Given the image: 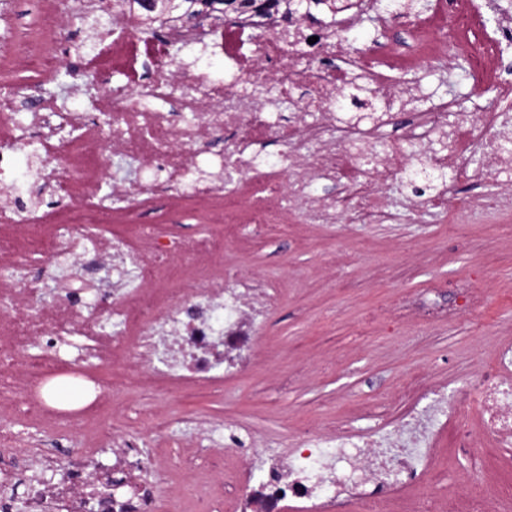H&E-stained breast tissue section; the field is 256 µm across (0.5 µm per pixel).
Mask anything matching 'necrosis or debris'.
I'll return each mask as SVG.
<instances>
[{
    "label": "necrosis or debris",
    "mask_w": 512,
    "mask_h": 512,
    "mask_svg": "<svg viewBox=\"0 0 512 512\" xmlns=\"http://www.w3.org/2000/svg\"><path fill=\"white\" fill-rule=\"evenodd\" d=\"M375 0L334 15L290 12L287 0H258L227 19L205 11L145 16L136 0H41L32 29L18 28L0 2V456H12L22 420L57 432L97 425L112 410L101 370L162 392L215 385L253 354L282 298L279 281L254 280L224 264L226 252L287 224L356 228L389 224L399 208L418 214L404 174L416 166L448 177L434 207L461 202L471 213L512 209V22L488 24L478 0H430L421 14H384L371 45L353 51L342 35ZM110 24L94 55L72 62L59 39L86 15ZM399 29L407 48L388 38ZM212 44L224 55L214 77L180 61L174 47ZM456 54L474 90L493 103L474 108L445 96L403 111L401 75ZM69 71L80 94L68 108L48 93ZM362 74L389 109L381 123L341 120L336 98ZM276 91L290 112L270 110ZM228 146L217 152L214 140ZM278 151L266 156L264 147ZM37 162L58 204L19 208L7 181L18 152ZM132 161L129 178L111 163ZM501 174L495 187L471 165ZM332 182L335 193L317 186ZM94 251L111 261L109 302L83 304L69 291L45 294L62 258ZM87 382L76 410L47 406L55 378ZM370 428L344 421L296 433L292 448L254 447L233 422L224 450L233 512H503L512 505V341L498 344L454 391L419 375L370 405ZM97 435L68 479L33 481L24 499L18 472L0 466V512H159L163 485L158 425ZM477 460L441 488L442 452Z\"/></svg>",
    "instance_id": "necrosis-or-debris-1"
}]
</instances>
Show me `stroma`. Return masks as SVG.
Returning a JSON list of instances; mask_svg holds the SVG:
<instances>
[{"label": "stroma", "mask_w": 512, "mask_h": 512, "mask_svg": "<svg viewBox=\"0 0 512 512\" xmlns=\"http://www.w3.org/2000/svg\"><path fill=\"white\" fill-rule=\"evenodd\" d=\"M473 94L463 74L438 64L421 72L414 85L422 103L441 95L465 103ZM456 216L468 224L460 246L448 240V221ZM500 223L512 225V214H463L452 204L447 213L429 214L419 224L405 219L333 234L312 228L303 248L292 228L272 241L254 242L238 258L240 270L274 274L284 288L257 340L261 358L256 366L184 396L122 390L108 427L142 431L137 412L150 408L167 416L193 414L203 430L209 422L233 420L258 442L280 443L300 424L350 416L357 406L395 391L413 373L460 383L477 355H490L499 337L512 336V239L499 241ZM481 265L486 268L483 299L470 314L433 325L406 319L394 330L385 328L398 297L425 288L451 296ZM80 276L105 288L112 268L90 255L68 258L49 289L59 292ZM234 464L229 454L217 461L192 448L169 449L163 459L168 483L158 488V496L207 479L214 485L211 503L218 512H229L231 490L224 477Z\"/></svg>", "instance_id": "stroma-1"}]
</instances>
